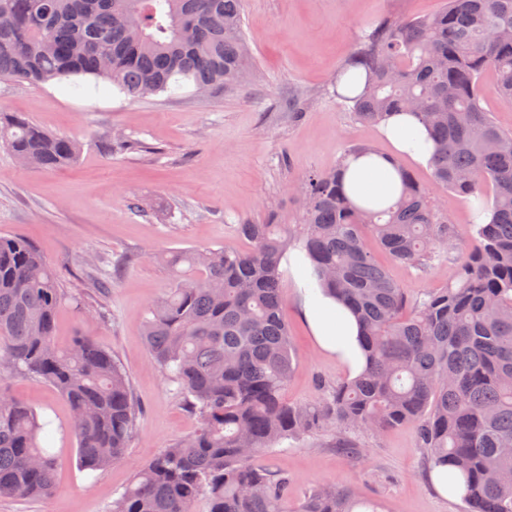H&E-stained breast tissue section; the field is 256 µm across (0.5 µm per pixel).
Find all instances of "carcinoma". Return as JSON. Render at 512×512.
<instances>
[{"label":"carcinoma","mask_w":512,"mask_h":512,"mask_svg":"<svg viewBox=\"0 0 512 512\" xmlns=\"http://www.w3.org/2000/svg\"><path fill=\"white\" fill-rule=\"evenodd\" d=\"M0 79L79 89L108 84L132 101L206 87L217 95L252 66L243 0H0ZM512 104V0H446L427 17L384 16L362 32L336 80L364 79L343 99L374 125L415 111L436 152L434 186L474 197L471 248L456 281L409 300L367 243L393 261L426 268L441 258L452 220L402 170V192L385 210L346 197L341 166L303 182L299 224L237 225L252 247L187 248L168 256L172 283L149 307L144 339L154 364L199 418L191 435L139 468L110 512H375L334 484L288 507V474L255 458L329 421L337 448L360 456L354 431L416 428L434 467L465 482V512H512V131L481 102L483 76ZM0 145L29 167L74 162L78 143L28 118L0 112ZM312 259L317 277L365 328L366 371L332 389L320 406L284 400L293 370L282 317L280 259L288 248ZM66 299L38 248L0 237V376H27L56 391L75 423L78 468L91 474L124 461L137 404L112 353L86 336L62 348L55 320ZM53 430L23 400L0 391V498L56 489Z\"/></svg>","instance_id":"carcinoma-1"}]
</instances>
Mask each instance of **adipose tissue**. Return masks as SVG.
<instances>
[{
    "label": "adipose tissue",
    "mask_w": 512,
    "mask_h": 512,
    "mask_svg": "<svg viewBox=\"0 0 512 512\" xmlns=\"http://www.w3.org/2000/svg\"><path fill=\"white\" fill-rule=\"evenodd\" d=\"M389 143L386 152H356L343 162V187L357 207L379 209L397 199L402 190L399 157L428 165L433 143L419 118L407 112L391 116L379 128ZM298 290V308L320 347L339 358L350 377L360 375L366 366L361 347L363 328L356 314L322 286L313 276L310 262L299 253L288 256Z\"/></svg>",
    "instance_id": "ef3b65f1"
}]
</instances>
